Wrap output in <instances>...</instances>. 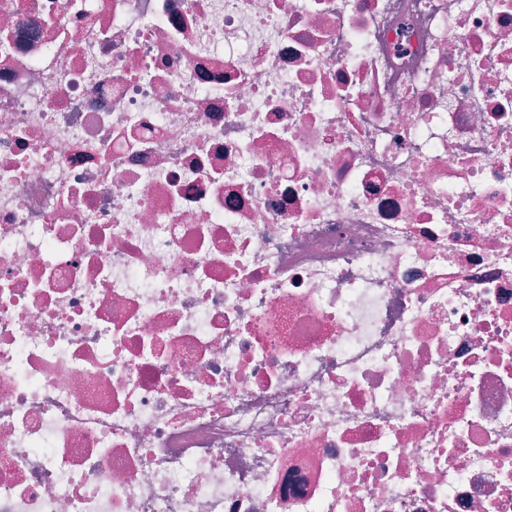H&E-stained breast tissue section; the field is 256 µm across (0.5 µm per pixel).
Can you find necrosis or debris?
<instances>
[{
  "mask_svg": "<svg viewBox=\"0 0 512 512\" xmlns=\"http://www.w3.org/2000/svg\"><path fill=\"white\" fill-rule=\"evenodd\" d=\"M0 512H512V0H0Z\"/></svg>",
  "mask_w": 512,
  "mask_h": 512,
  "instance_id": "obj_1",
  "label": "necrosis or debris"
}]
</instances>
